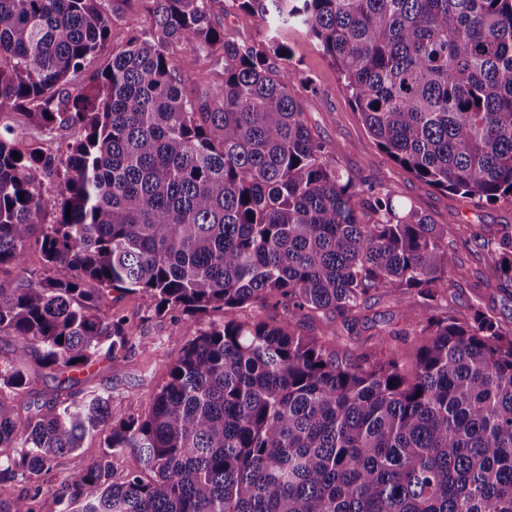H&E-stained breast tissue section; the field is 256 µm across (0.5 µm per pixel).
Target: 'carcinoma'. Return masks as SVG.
I'll return each mask as SVG.
<instances>
[{
  "label": "carcinoma",
  "mask_w": 512,
  "mask_h": 512,
  "mask_svg": "<svg viewBox=\"0 0 512 512\" xmlns=\"http://www.w3.org/2000/svg\"><path fill=\"white\" fill-rule=\"evenodd\" d=\"M0 0V116L82 136L55 161L0 128V512H512V332L477 307L441 311L448 243L427 216L344 176L312 134L278 38L300 27L343 80L378 147L420 182L479 203L512 200V0H233L272 31L239 43L215 0ZM127 38L111 47V19ZM202 50L220 80L189 85L170 48ZM92 58L103 59L73 91ZM20 158H15L13 153ZM63 169V187L45 195ZM54 214L46 224L43 216ZM512 288V225L491 243ZM72 271L67 279L28 266ZM223 319L190 337L148 414L103 455L46 487L57 459L111 419L112 395L27 402L29 358L68 377L133 336L110 292ZM379 292L419 298L405 368L385 335L353 359L296 333L330 312L355 335ZM283 305L271 326L242 320ZM137 448L144 471L112 480Z\"/></svg>",
  "instance_id": "carcinoma-1"
}]
</instances>
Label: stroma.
Here are the masks:
<instances>
[{"label":"stroma","instance_id":"35a3bbf8","mask_svg":"<svg viewBox=\"0 0 512 512\" xmlns=\"http://www.w3.org/2000/svg\"><path fill=\"white\" fill-rule=\"evenodd\" d=\"M216 26L241 43L260 44L267 30L240 11L232 0H217L213 9ZM281 38L291 49L288 65L279 67L277 79L293 88L312 132L335 156L339 168L354 180L389 189L396 203L426 214L433 223L447 227L452 257L453 285L446 306L454 315L479 307L497 317L506 330H512V297L503 294L490 276L486 251L477 249L470 230L480 226L496 230L512 224V203L499 201L476 204L473 199L428 186L382 151L363 126L335 67L317 49L313 39L295 28L283 29ZM113 316L125 320L134 344L124 356L101 354L87 369L77 371L72 388L76 397L91 391H110L112 420L120 422L149 411L154 393L166 382L171 362L180 354L190 336L219 321L214 312L196 318L175 317L156 312L148 299L136 293H114ZM355 338L341 337L349 352H356L363 338L376 332L395 331L393 343L403 347L399 330L409 328L417 318L411 296L372 300ZM108 430L90 435L83 447L59 458L57 479L71 480L92 460L102 456Z\"/></svg>","mask_w":512,"mask_h":512}]
</instances>
